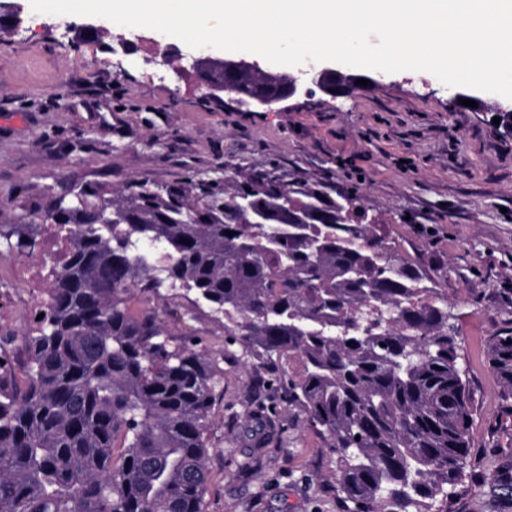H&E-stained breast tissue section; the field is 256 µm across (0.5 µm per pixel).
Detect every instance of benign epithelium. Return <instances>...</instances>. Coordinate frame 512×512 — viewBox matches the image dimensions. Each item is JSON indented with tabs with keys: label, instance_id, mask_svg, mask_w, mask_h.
<instances>
[{
	"label": "benign epithelium",
	"instance_id": "obj_1",
	"mask_svg": "<svg viewBox=\"0 0 512 512\" xmlns=\"http://www.w3.org/2000/svg\"><path fill=\"white\" fill-rule=\"evenodd\" d=\"M24 0L0 3V36L13 34L22 23ZM179 70L193 71L203 79L208 95L232 92V83L224 75L248 78L254 83L253 92L243 102L259 107H269L300 97H310L319 91L333 99L346 97L357 87L358 76L349 73L347 66L329 61H307L297 67V75L275 74L261 69L258 62L244 58H228L188 52H177Z\"/></svg>",
	"mask_w": 512,
	"mask_h": 512
}]
</instances>
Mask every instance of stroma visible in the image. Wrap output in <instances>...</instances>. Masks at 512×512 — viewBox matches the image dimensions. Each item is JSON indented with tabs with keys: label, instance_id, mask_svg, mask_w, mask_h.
I'll return each instance as SVG.
<instances>
[{
	"label": "stroma",
	"instance_id": "35a3bbf8",
	"mask_svg": "<svg viewBox=\"0 0 512 512\" xmlns=\"http://www.w3.org/2000/svg\"><path fill=\"white\" fill-rule=\"evenodd\" d=\"M77 15L29 13L22 33L0 39V225L26 223L62 187L130 181L158 190L276 169L284 181L357 194L400 252L438 270L455 305L459 364L474 398L470 446L498 484L473 485L453 512H512V409L488 364L487 340L512 327V138L494 124L506 97L451 104L434 75L382 73L351 96L317 94L265 109L235 95H206L194 74L139 53L105 51L123 26L78 39ZM0 237V336L28 330L35 315L10 273L23 261ZM162 300L179 337L201 340L223 369L208 431L207 512H344L321 439L298 412L258 444L244 426L262 396L249 348L224 318L181 290L135 294L132 313Z\"/></svg>",
	"mask_w": 512,
	"mask_h": 512
}]
</instances>
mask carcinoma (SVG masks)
Masks as SVG:
<instances>
[{
	"label": "carcinoma",
	"instance_id": "cac0c4a2",
	"mask_svg": "<svg viewBox=\"0 0 512 512\" xmlns=\"http://www.w3.org/2000/svg\"><path fill=\"white\" fill-rule=\"evenodd\" d=\"M88 208L32 215L68 229L36 327L0 337V512H205L223 375L174 343L138 292L195 291L253 350L276 397L245 423L260 440L298 410L330 449L345 512H448L467 492L473 420L458 330L438 276L412 264L355 194L274 171L193 194L87 183ZM251 204L240 213L242 199ZM233 236H227V233ZM488 361L512 398V329Z\"/></svg>",
	"mask_w": 512,
	"mask_h": 512
}]
</instances>
